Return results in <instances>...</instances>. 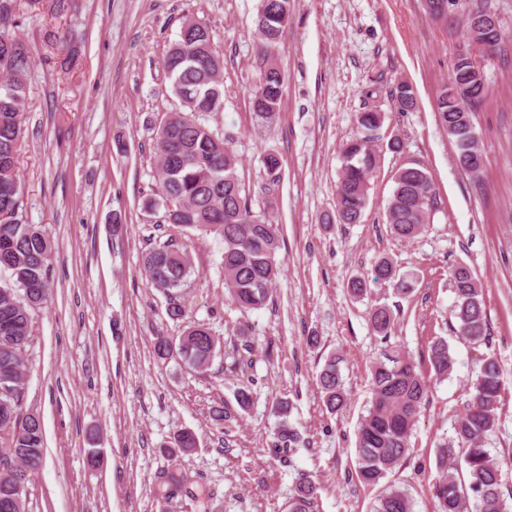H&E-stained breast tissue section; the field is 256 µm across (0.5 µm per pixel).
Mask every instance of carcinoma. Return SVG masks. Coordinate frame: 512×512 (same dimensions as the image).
Returning a JSON list of instances; mask_svg holds the SVG:
<instances>
[{
	"label": "carcinoma",
	"mask_w": 512,
	"mask_h": 512,
	"mask_svg": "<svg viewBox=\"0 0 512 512\" xmlns=\"http://www.w3.org/2000/svg\"><path fill=\"white\" fill-rule=\"evenodd\" d=\"M292 5L293 0H260L254 20L267 63L251 106L264 121L273 120L280 110L283 76L274 61L275 49ZM213 37L207 24L187 18L179 40L163 58L173 93L179 97L187 92L189 97L184 102L185 110L166 113L156 128L154 178L160 194L145 199L144 207L153 210L162 205L166 223L219 235L224 243V286L238 307L256 310L269 302L280 273L276 259L280 230L271 220L254 214L247 197L242 195L239 159L226 141L195 119L198 113L224 108V62L214 49ZM29 61L27 46L0 31V270L9 272L12 280V285L0 286V447L8 449L12 463L30 476L43 464L44 430L40 415L25 407L23 352L31 338V313L48 300L52 245L42 226L25 223L19 214L22 190L16 169L21 118L29 104ZM467 68L461 61L451 70L450 87L438 96L436 111L456 146L457 164L477 175L483 162H463V153L472 147L464 133L449 126L456 108V82L464 78ZM395 101L403 111L414 107L409 84H397ZM384 118V113L374 110L355 114L359 134L343 148V166L336 187L339 224L358 223L367 206L369 180L379 163L374 139L368 132ZM393 182L387 224L395 238L412 240L430 221L435 200L433 182L419 163L396 169ZM141 262L150 284L169 298V316L185 318L186 288L193 273L189 254L170 242L149 249L142 254ZM373 273L375 281L385 282L395 278L396 270L388 259L382 258ZM450 278L455 301L449 316L458 324V333L473 344L487 342V315L479 281L462 265L451 270ZM370 321L374 333L381 336L384 349L371 367V399L357 427L355 471L363 484L375 486L408 458L410 437L427 399L429 379L401 346L391 344L394 315L389 307H374ZM215 350V337L200 323L187 325L173 346L162 335L154 341L157 357L176 356L200 373L209 369ZM338 363L336 356L328 357L318 375L323 401L331 413L346 405ZM429 364L435 379L448 378L454 359L447 340L438 338L433 342ZM503 375L498 359L490 353L483 355L453 437L436 448V464L441 471L434 485L437 512H512V491L504 493L502 480V467L506 463L512 465V458L500 461L485 448L486 437L499 420ZM253 399L251 383L237 388L235 401L240 411H248ZM291 409L290 401H277L280 422L275 448L291 449L298 441L289 422ZM196 440L194 432L180 430L171 447L188 451ZM16 496L14 485L0 478V512H18L14 507ZM316 499L315 481L310 475L299 473L289 512H313ZM375 512H411L408 494L395 485L385 487Z\"/></svg>",
	"instance_id": "carcinoma-1"
}]
</instances>
